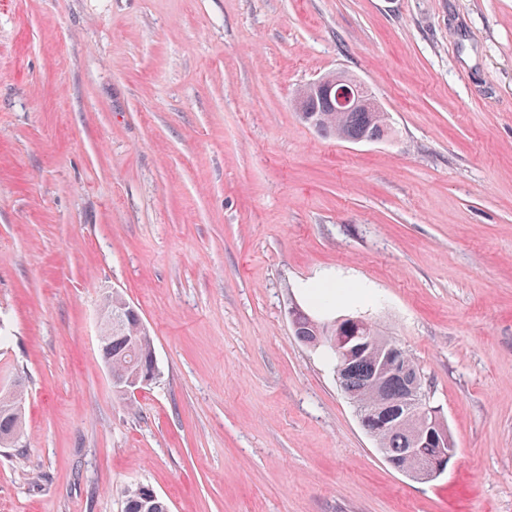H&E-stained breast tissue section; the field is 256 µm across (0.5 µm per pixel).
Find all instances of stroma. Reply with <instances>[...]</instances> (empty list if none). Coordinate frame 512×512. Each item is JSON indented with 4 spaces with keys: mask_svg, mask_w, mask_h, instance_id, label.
I'll return each instance as SVG.
<instances>
[{
    "mask_svg": "<svg viewBox=\"0 0 512 512\" xmlns=\"http://www.w3.org/2000/svg\"><path fill=\"white\" fill-rule=\"evenodd\" d=\"M336 70L392 138L299 120ZM115 289L158 366L128 397ZM294 306L411 354L443 475L385 461ZM0 334V512H512V0H0ZM103 309L105 328L100 336L102 356L112 372L114 387H123L136 378L145 365L154 362V340L139 310L121 292L112 290ZM120 383V384H119ZM21 390L18 386L14 393L1 395L0 398V444L13 443L23 430L22 410L19 399ZM123 512H169L166 500L152 488L135 484L124 491Z\"/></svg>",
    "mask_w": 512,
    "mask_h": 512,
    "instance_id": "stroma-1",
    "label": "stroma"
}]
</instances>
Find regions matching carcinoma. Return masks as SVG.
<instances>
[{"mask_svg":"<svg viewBox=\"0 0 512 512\" xmlns=\"http://www.w3.org/2000/svg\"><path fill=\"white\" fill-rule=\"evenodd\" d=\"M308 108L309 111L299 113L300 120L340 141H380L393 131L386 112L324 110L315 95L309 97ZM103 309L106 340L101 346V353L111 369L114 386L123 387L136 378L145 365L156 361L154 340L139 310L121 292L113 291L106 298ZM291 326L293 335L301 343L323 350L331 361L334 353L327 337L336 334L349 336L356 332L372 338V349L351 354L340 382L350 399L376 409L366 419L363 429L377 447L394 462L403 459L407 449L412 447L415 429V426L403 422L399 413L409 388V379L402 373L389 374L380 367L375 352L385 346L387 335L366 319L356 326L345 322L337 327H327L315 322L312 314L304 310L295 314ZM20 395L21 390L18 389L0 397V444L13 443L23 430ZM123 498V512H169L166 500L144 484L128 487Z\"/></svg>","mask_w":512,"mask_h":512,"instance_id":"cac0c4a2","label":"carcinoma"}]
</instances>
